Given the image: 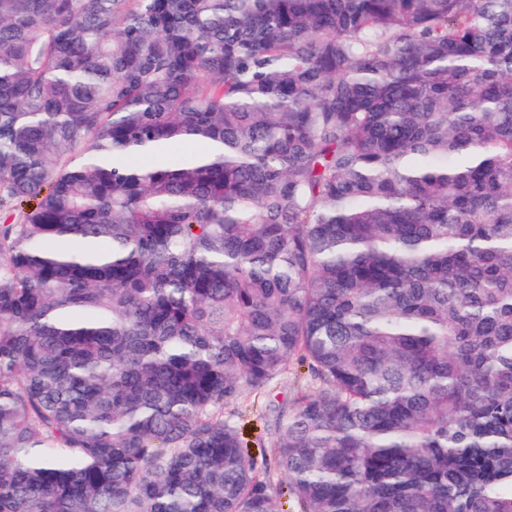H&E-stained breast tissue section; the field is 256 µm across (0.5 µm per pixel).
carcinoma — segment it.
<instances>
[{"label": "carcinoma", "mask_w": 512, "mask_h": 512, "mask_svg": "<svg viewBox=\"0 0 512 512\" xmlns=\"http://www.w3.org/2000/svg\"><path fill=\"white\" fill-rule=\"evenodd\" d=\"M0 198V512H512V0H0ZM300 371L302 373H300ZM304 368L293 370L291 373L284 375L280 380L270 386L264 394H246L237 403L238 407V424L244 431V436L251 442L250 447L253 454L261 461L259 439H266L268 429L273 419L271 408L273 405L291 404L294 393L297 389L312 390L314 384L304 374Z\"/></svg>", "instance_id": "carcinoma-1"}]
</instances>
